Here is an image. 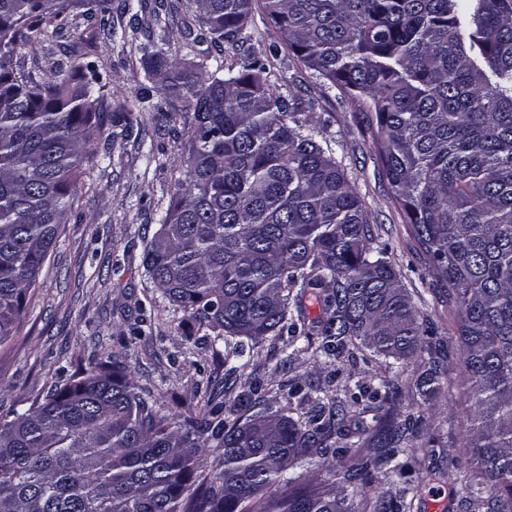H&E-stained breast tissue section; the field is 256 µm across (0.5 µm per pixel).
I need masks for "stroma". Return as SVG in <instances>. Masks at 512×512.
Masks as SVG:
<instances>
[{
    "instance_id": "1",
    "label": "stroma",
    "mask_w": 512,
    "mask_h": 512,
    "mask_svg": "<svg viewBox=\"0 0 512 512\" xmlns=\"http://www.w3.org/2000/svg\"><path fill=\"white\" fill-rule=\"evenodd\" d=\"M122 0H112L109 27L89 18L83 9L70 10L56 32L35 35L15 45L13 63L27 81L41 85L53 73L72 71L78 57L67 54L74 41L88 48L103 75L104 103L112 109V124L102 135L112 136V148L82 177L67 224L50 248L35 288L25 302L18 331L0 343V416L23 410L47 390L111 358L128 368L137 392L152 395L176 412L199 411L208 397L233 404L237 395L256 386L276 409L299 417L306 408L291 398L294 384L321 388L343 406L349 391L371 377L388 380L398 395L389 405L394 422L420 417L414 441L415 470L422 482L410 512H467L450 485L467 466L462 446L463 406L458 386L463 380L456 322L448 290L429 272V259L410 232L392 189L382 175L368 119L337 91H324L282 43L261 4H254L245 29V52L225 57L212 35L187 42V27H198L193 0H142L138 15L122 12ZM166 4V43L156 40L153 15ZM181 50L183 64L224 77L228 68H242L261 59L283 95L310 103L299 113L313 128L316 140L341 162L369 215L370 247L398 274L419 321L434 327L432 360L442 371V391L421 404L415 380L420 356L401 360L371 357L362 346L351 357L329 358L307 350L286 357L285 339L267 338L252 365L233 378L224 376V344L210 331L188 322L161 290L147 280L142 268L146 244L158 231L175 180L185 178L181 165L188 153L186 129L193 115L191 94H183L174 127L157 123L151 104L164 97L152 75L154 54ZM128 137H121L123 124Z\"/></svg>"
}]
</instances>
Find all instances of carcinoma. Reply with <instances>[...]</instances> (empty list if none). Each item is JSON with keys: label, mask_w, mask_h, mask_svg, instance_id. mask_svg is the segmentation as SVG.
<instances>
[{"label": "carcinoma", "mask_w": 512, "mask_h": 512, "mask_svg": "<svg viewBox=\"0 0 512 512\" xmlns=\"http://www.w3.org/2000/svg\"><path fill=\"white\" fill-rule=\"evenodd\" d=\"M201 29L240 51L253 0H195ZM274 28L321 86L370 117L381 170L433 277L448 288L469 402L466 470L451 492L472 508L512 512V0H262ZM106 14L112 0H0V342L14 335L27 293L99 154L103 77L94 62L28 85L11 46L70 9ZM156 63L166 83L155 118L197 87L189 182L147 245L148 279L188 319L224 342V375L245 370L269 336L302 340L336 359L359 340L375 356L425 351L423 324L388 262L371 254L369 217L345 169L296 118L255 61L225 78ZM323 317L305 326L304 303ZM441 372L416 378L422 404ZM237 396L170 414L135 392L121 368L92 371L0 420V512H356L375 472L413 485L417 421L390 424L389 382L356 386L354 416L318 390L294 419ZM371 422H366V415ZM329 467L339 489L303 485L297 464L365 447ZM221 449L205 472L202 449ZM273 501H262L270 488Z\"/></svg>", "instance_id": "1"}]
</instances>
